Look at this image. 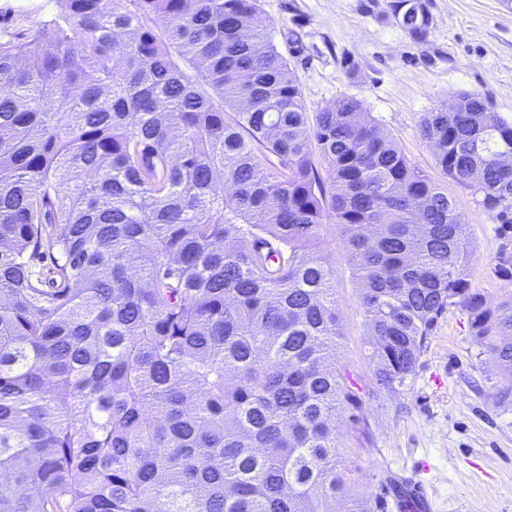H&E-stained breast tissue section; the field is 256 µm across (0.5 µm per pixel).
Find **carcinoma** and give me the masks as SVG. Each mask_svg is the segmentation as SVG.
<instances>
[{
	"label": "carcinoma",
	"mask_w": 512,
	"mask_h": 512,
	"mask_svg": "<svg viewBox=\"0 0 512 512\" xmlns=\"http://www.w3.org/2000/svg\"><path fill=\"white\" fill-rule=\"evenodd\" d=\"M61 2L0 41V512H386L338 459L362 400L323 232L359 283L369 397L459 308L506 398L512 296L471 286L454 200L359 100L310 118L256 0ZM388 7L427 38L424 0ZM419 131L512 282V120L461 92Z\"/></svg>",
	"instance_id": "1"
}]
</instances>
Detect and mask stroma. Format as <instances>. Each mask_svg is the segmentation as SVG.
I'll use <instances>...</instances> for the list:
<instances>
[{"label": "stroma", "instance_id": "1", "mask_svg": "<svg viewBox=\"0 0 512 512\" xmlns=\"http://www.w3.org/2000/svg\"><path fill=\"white\" fill-rule=\"evenodd\" d=\"M386 3L258 0V9L307 111L343 96L359 100L411 164L455 201L473 245L472 287L495 302L511 297L512 285L492 273L501 241L490 215L436 168L419 121L463 91L512 118V7L503 0H426L433 26L419 43L393 21ZM61 12L60 0H0V37H23ZM324 254L342 320L337 360L361 394L369 383L367 327L349 253L331 224ZM501 385L497 364L469 333L466 313L450 310L406 387L365 400L361 411H342L337 441L343 466L357 476L355 496H383L395 476L427 490L430 512H512V397L501 399Z\"/></svg>", "mask_w": 512, "mask_h": 512}]
</instances>
